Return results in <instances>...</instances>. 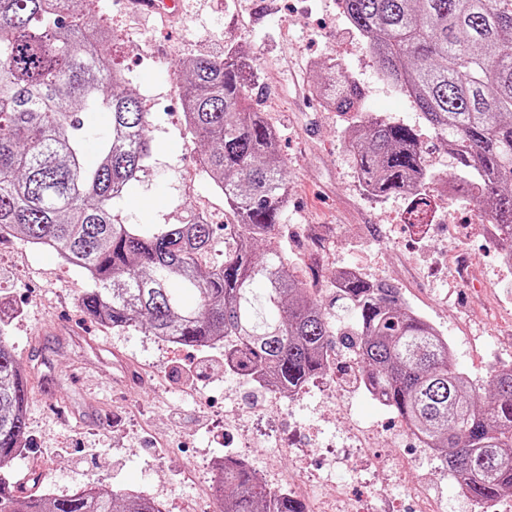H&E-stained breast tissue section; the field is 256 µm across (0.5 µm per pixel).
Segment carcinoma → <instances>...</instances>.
I'll return each instance as SVG.
<instances>
[{
  "label": "carcinoma",
  "mask_w": 512,
  "mask_h": 512,
  "mask_svg": "<svg viewBox=\"0 0 512 512\" xmlns=\"http://www.w3.org/2000/svg\"><path fill=\"white\" fill-rule=\"evenodd\" d=\"M72 0H0V228L46 247L90 282L83 313L118 330L141 327L193 349L224 347L226 370L258 385L295 392L327 372L326 350L344 337L367 391L429 439L466 494L478 503L512 494V365L493 370V397L459 371L448 341L403 306L399 289L336 276L338 300L354 315L339 330L290 264L254 245L274 238L288 183L277 135L255 107L256 75L239 48L224 59L194 58L178 69L185 124L214 144L204 171L224 194V233L235 246L204 269L212 225L125 224L113 204L130 196L152 154L149 113L121 90L99 26ZM377 70L397 83L433 132L450 137L468 178L449 182L487 204L490 223L512 244V0H341ZM320 90L337 112H358L364 92L327 69ZM109 113L86 161L83 111ZM352 131L358 178L374 195L410 194L408 223H427L421 134L375 119ZM14 351L0 340V468L24 447L29 393ZM224 512H308L305 501L267 488L241 460L217 466ZM0 479V512H162L138 494L106 485L69 496L16 494Z\"/></svg>",
  "instance_id": "obj_1"
}]
</instances>
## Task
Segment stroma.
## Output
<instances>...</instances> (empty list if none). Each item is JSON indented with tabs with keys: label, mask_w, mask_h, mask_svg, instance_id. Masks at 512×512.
<instances>
[{
	"label": "stroma",
	"mask_w": 512,
	"mask_h": 512,
	"mask_svg": "<svg viewBox=\"0 0 512 512\" xmlns=\"http://www.w3.org/2000/svg\"><path fill=\"white\" fill-rule=\"evenodd\" d=\"M167 18L132 0H75L85 19L106 20L105 50L126 76L128 90L150 114L153 155L133 198L116 209L126 224H186L208 212L215 228L204 262L224 259V195L200 165L205 145L182 116L179 64L220 57L228 44L251 59L261 111L276 131L288 179V208L271 243L334 313L336 273L353 267L370 281L399 288L403 302L451 341L456 368L484 380L512 363V296L502 286L499 244L489 239L484 206L466 196L435 195L427 223H407L411 199L365 192L355 171L347 127L356 114L327 108L317 91L318 68L339 57L363 87L365 118L384 117L421 129L430 180L458 170L412 99L377 70L346 21L339 0H180ZM88 287L77 269L21 238L0 245V301L10 318L5 338L27 373L28 448L0 474L44 481L66 495L102 483L153 498L162 512H210L214 458L243 450L251 467L279 450L283 472L296 481L295 462L312 455L314 485L369 496V512H416L412 484L428 491L444 512H512V499L492 508L459 495L438 457L423 454L404 423L354 379L347 349L334 345L339 402L324 405L329 376L311 381L293 401L270 402L268 391L224 371V350L170 347L141 328L111 329L86 318ZM138 373L123 383L121 364ZM257 445L243 448L238 425ZM356 428L378 438L376 455L400 473L374 483L371 471L345 454Z\"/></svg>",
	"instance_id": "stroma-1"
}]
</instances>
